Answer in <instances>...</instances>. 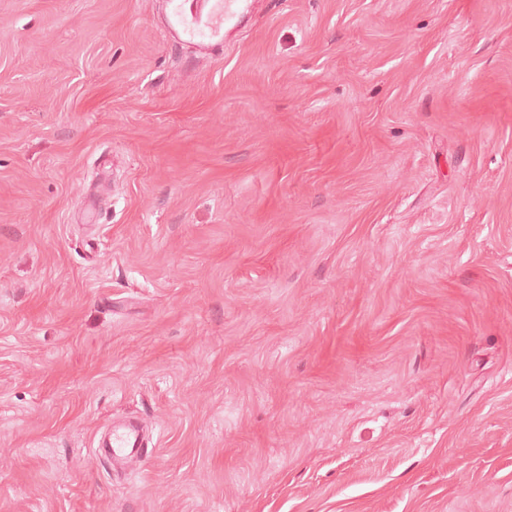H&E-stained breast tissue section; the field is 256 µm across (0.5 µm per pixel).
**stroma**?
Instances as JSON below:
<instances>
[{
    "mask_svg": "<svg viewBox=\"0 0 512 512\" xmlns=\"http://www.w3.org/2000/svg\"><path fill=\"white\" fill-rule=\"evenodd\" d=\"M242 4L0 0V512H512V0ZM200 11L188 13L180 0H169L171 28L178 29L190 40H199L207 49L219 48L224 41V21L231 6L239 0H203ZM207 41V42H204ZM105 458L113 463L124 459H143L147 458L152 452L147 444L143 443L140 428L131 425L123 429L112 428L105 444V448H100Z\"/></svg>",
    "mask_w": 512,
    "mask_h": 512,
    "instance_id": "stroma-1",
    "label": "stroma"
}]
</instances>
